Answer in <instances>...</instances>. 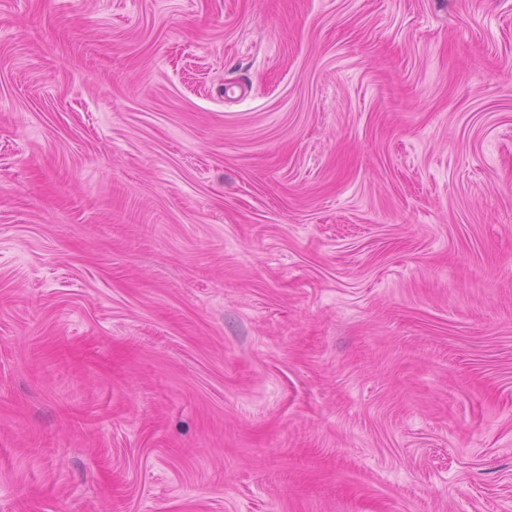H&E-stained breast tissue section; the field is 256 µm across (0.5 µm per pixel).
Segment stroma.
<instances>
[{"label":"stroma","mask_w":512,"mask_h":512,"mask_svg":"<svg viewBox=\"0 0 512 512\" xmlns=\"http://www.w3.org/2000/svg\"><path fill=\"white\" fill-rule=\"evenodd\" d=\"M0 512H512V0H0Z\"/></svg>","instance_id":"35a3bbf8"}]
</instances>
